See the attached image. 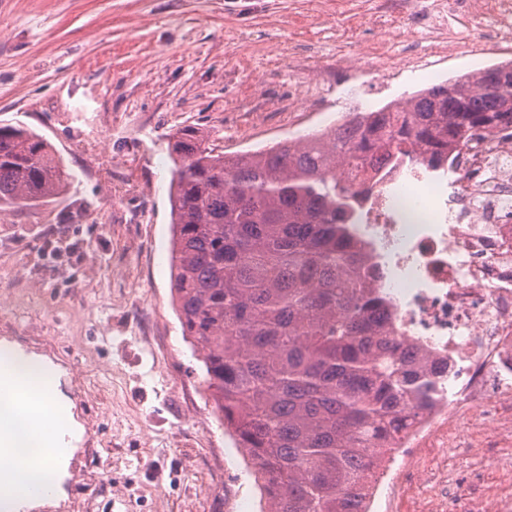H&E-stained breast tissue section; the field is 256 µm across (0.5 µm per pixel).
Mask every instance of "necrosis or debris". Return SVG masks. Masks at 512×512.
<instances>
[{
	"label": "necrosis or debris",
	"instance_id": "necrosis-or-debris-1",
	"mask_svg": "<svg viewBox=\"0 0 512 512\" xmlns=\"http://www.w3.org/2000/svg\"><path fill=\"white\" fill-rule=\"evenodd\" d=\"M469 25L486 48L512 45V0H488ZM411 155L381 164L354 236L377 269L382 326L444 380L373 468L365 512H448L447 471L422 462L480 445L489 425L512 444V118L472 131L439 169Z\"/></svg>",
	"mask_w": 512,
	"mask_h": 512
}]
</instances>
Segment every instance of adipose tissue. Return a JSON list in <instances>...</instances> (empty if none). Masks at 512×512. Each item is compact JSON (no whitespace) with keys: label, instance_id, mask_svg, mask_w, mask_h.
Masks as SVG:
<instances>
[{"label":"adipose tissue","instance_id":"obj_1","mask_svg":"<svg viewBox=\"0 0 512 512\" xmlns=\"http://www.w3.org/2000/svg\"><path fill=\"white\" fill-rule=\"evenodd\" d=\"M56 415L54 402L38 392L23 401L0 402V428L8 429L13 440L11 457L0 458V471H7L15 493L57 482L59 474L51 464L56 448L38 438L40 424L55 422Z\"/></svg>","mask_w":512,"mask_h":512}]
</instances>
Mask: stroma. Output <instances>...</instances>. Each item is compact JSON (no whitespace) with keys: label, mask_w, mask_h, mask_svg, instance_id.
<instances>
[{"label":"stroma","mask_w":512,"mask_h":512,"mask_svg":"<svg viewBox=\"0 0 512 512\" xmlns=\"http://www.w3.org/2000/svg\"><path fill=\"white\" fill-rule=\"evenodd\" d=\"M436 0H0V123L54 148L68 179L36 204L0 208V336L65 375L92 435L72 462L65 512H235L225 487L258 501L235 456L170 293V143L199 128L216 151L257 150L305 129V81L349 80L365 108L473 70H406L379 92L373 57L447 45L417 28ZM484 451L448 452V512H488L464 486L495 471Z\"/></svg>","instance_id":"stroma-1"}]
</instances>
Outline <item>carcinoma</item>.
<instances>
[{
  "label": "carcinoma",
  "instance_id": "obj_1",
  "mask_svg": "<svg viewBox=\"0 0 512 512\" xmlns=\"http://www.w3.org/2000/svg\"><path fill=\"white\" fill-rule=\"evenodd\" d=\"M512 104L465 74L294 145L226 157L205 135L173 137L172 293L215 407L264 480L267 512H361L381 446L423 407L436 374L394 336L368 331L385 299L359 275L348 218L360 172L423 144L435 166L478 123ZM65 182L52 145L0 124V203Z\"/></svg>",
  "mask_w": 512,
  "mask_h": 512
}]
</instances>
